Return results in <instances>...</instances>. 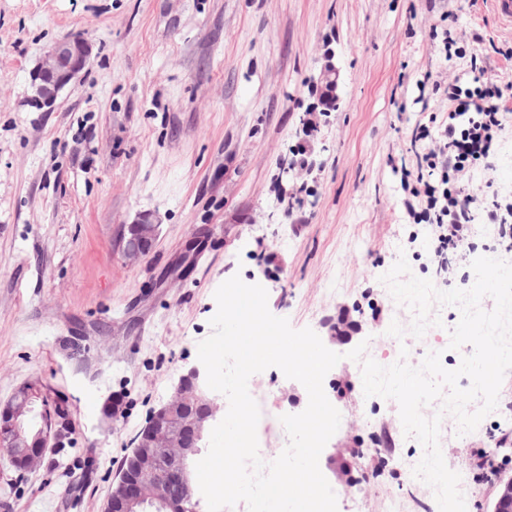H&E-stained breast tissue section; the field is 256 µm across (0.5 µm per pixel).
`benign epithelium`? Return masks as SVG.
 <instances>
[{
	"instance_id": "obj_1",
	"label": "benign epithelium",
	"mask_w": 512,
	"mask_h": 512,
	"mask_svg": "<svg viewBox=\"0 0 512 512\" xmlns=\"http://www.w3.org/2000/svg\"><path fill=\"white\" fill-rule=\"evenodd\" d=\"M91 45L78 38L56 42L33 73L31 91L36 105L53 110L62 91L87 67ZM158 222L141 216L129 226L124 253L133 262L154 243ZM224 418V396L206 384L203 367L183 374L169 399L154 411L132 441L125 465L112 482L107 512H138L151 505L162 512H205L194 493L193 465L208 436ZM67 433V410L48 408V399L35 383L18 387L0 405V446L8 449L11 463L20 470L42 461L48 442ZM487 512H512V477L499 479L492 488Z\"/></svg>"
}]
</instances>
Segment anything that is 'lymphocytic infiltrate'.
Masks as SVG:
<instances>
[{
    "instance_id": "obj_1",
    "label": "lymphocytic infiltrate",
    "mask_w": 512,
    "mask_h": 512,
    "mask_svg": "<svg viewBox=\"0 0 512 512\" xmlns=\"http://www.w3.org/2000/svg\"><path fill=\"white\" fill-rule=\"evenodd\" d=\"M472 87L453 82L448 86V113L437 131L418 126L413 141L431 140L417 154L412 197L425 198L423 210L407 206L414 221L427 223L434 242L432 261L445 284L454 283L465 260L477 252L475 227H494L496 246L512 250V196L496 190L491 180L474 181L476 170L489 166L508 114L503 91L484 68H472Z\"/></svg>"
}]
</instances>
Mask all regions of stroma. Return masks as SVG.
<instances>
[{
  "label": "stroma",
  "mask_w": 512,
  "mask_h": 512,
  "mask_svg": "<svg viewBox=\"0 0 512 512\" xmlns=\"http://www.w3.org/2000/svg\"><path fill=\"white\" fill-rule=\"evenodd\" d=\"M67 35L91 43L89 66L39 111L30 73ZM448 35L471 38L512 101V23L486 0H0V401L39 384L66 398L72 428L33 472L0 451V512H103L235 275L323 340L339 310L357 313V332L330 346L342 359L323 387L347 421L326 450L365 456L326 479L355 512H386L408 457L377 450L346 354L411 324L381 278L401 256L425 273L428 239L408 240L396 165L413 163V128L447 112L444 86L470 69L447 56ZM329 62L331 108L317 81ZM298 151L314 169L290 180ZM148 211L158 236L128 262L127 227ZM252 385L288 410L307 401L271 368ZM370 458L381 471L364 493Z\"/></svg>",
  "instance_id": "stroma-1"
}]
</instances>
